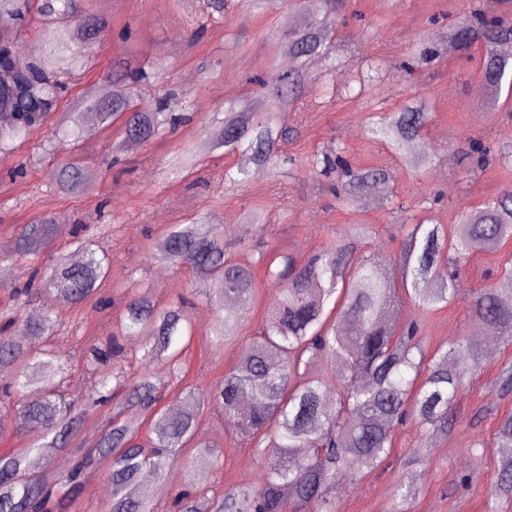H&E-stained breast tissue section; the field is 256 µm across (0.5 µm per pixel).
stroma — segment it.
<instances>
[{
    "mask_svg": "<svg viewBox=\"0 0 512 512\" xmlns=\"http://www.w3.org/2000/svg\"><path fill=\"white\" fill-rule=\"evenodd\" d=\"M84 7L107 17L108 34L87 53L88 66L76 75L67 96L47 121L29 132L14 157L0 161V289L18 279L22 263L10 252L24 224L41 215L52 216L54 247L67 249L76 225L97 231L109 257V277L103 289L109 308L92 303L60 311L52 341L37 338L35 348L52 344L68 362V398L86 410L78 439L95 436L108 410L92 404L91 382L83 367L87 343L103 340L115 331L132 294H148L161 307L191 300L188 312L192 334L183 338V385L207 393L238 361L245 339L251 338L277 292L260 288L256 306L247 314L239 340L217 347L210 341L214 309L195 290L193 273L186 268L162 267L150 260L152 246L168 225L183 224L208 212L222 228L236 259L254 263L255 225L246 223L249 209L261 208L266 238L288 244L305 257L332 239H347L354 225L374 232L361 254L385 251L396 260L404 237L403 220L429 219L454 226L461 216L512 188V98L499 96L488 105L479 79L482 53L440 50L434 61L406 71L405 62L421 38L437 41L449 25L472 8L496 17L512 10V0H349L346 14L333 18L328 30V57L281 62L283 42L271 31L298 25L302 17L288 3L277 0L266 13L230 8L224 17L206 18L203 0H82ZM128 57L153 63L151 84L140 86V101L164 93L168 109L186 114L187 122L157 135L128 152H117L124 138L122 124L85 132L81 143L62 145L53 131L69 115L80 112L88 94L112 92L117 73L112 61ZM213 75L198 76L202 64ZM303 73L308 91L300 109L285 112L281 124L294 128L295 137L283 151L291 160L283 173L263 171L249 176L240 187L225 183L226 170L235 169V156L223 150L200 153L191 177L169 178L167 161L187 147L199 144L205 117L223 109L225 102L246 95L249 77L270 71ZM411 100L421 101L430 114L425 129L432 163L422 170L407 167L388 145L369 137L371 112H397ZM487 148L484 166L467 155L469 140ZM342 150L356 169L380 166L390 175L391 200L366 208H348L330 189V179L307 172L315 153ZM74 159L94 172L82 187L63 192L56 183L57 164ZM23 174L10 176L17 162ZM512 266V244L480 251L465 262L458 280L461 298L449 306L421 312L404 303L403 320L422 319L427 350L455 338H472L480 365L459 391L455 412L459 418L447 439L428 447V435L415 422L395 434V454L389 465L336 492V512H391L393 494L410 449L427 446L418 469L420 491L407 512H488L486 505L495 481L500 450L495 433L499 421L512 415V392L500 388V362L512 360V345L486 348L472 337L476 329L470 309L471 294L495 283L504 267ZM200 429L221 445L222 458L213 462L196 457L194 450L169 466L166 479H151L155 512H165L171 493L189 476L207 480L215 491L257 482L260 462L255 448L232 434L223 417L203 413ZM476 447V456L466 453Z\"/></svg>",
    "mask_w": 512,
    "mask_h": 512,
    "instance_id": "1",
    "label": "stroma"
}]
</instances>
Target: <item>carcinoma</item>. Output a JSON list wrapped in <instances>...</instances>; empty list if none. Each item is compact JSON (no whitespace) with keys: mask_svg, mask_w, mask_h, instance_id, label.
Listing matches in <instances>:
<instances>
[{"mask_svg":"<svg viewBox=\"0 0 512 512\" xmlns=\"http://www.w3.org/2000/svg\"><path fill=\"white\" fill-rule=\"evenodd\" d=\"M246 11H264L275 0H204L220 15L228 2ZM306 23L288 31V51L299 59L325 54L327 30L321 16L340 13L347 0H289ZM44 25L37 52L17 51L28 15ZM110 28V23L84 11L78 0H0V158L15 152L16 141L42 125L67 93L71 76L87 67L82 45ZM448 44L458 52H482L484 89L512 94V54L500 47L512 44V13L492 19L479 9L448 30ZM150 76L148 66L123 69L122 84L112 96H90L84 112L55 131L61 139H81L84 120L108 127L127 115L128 142H145L161 129L174 126L164 99L140 106L132 89ZM258 86L264 111L248 98L229 103L223 117L213 115L204 125L213 147L238 155L237 173L246 181L250 168L277 170L289 159L279 154L289 131L277 116L288 112L305 92L301 75L266 73ZM427 113L420 104L378 116L368 132L381 136L401 160L414 170L431 163L425 141ZM309 171L337 173L336 194L350 205L364 188H386L389 175L381 168L350 170L340 154H315ZM88 177L78 161L57 169L58 184L74 187ZM52 219L42 216L25 225L15 242L23 258L52 248ZM369 230L353 228V241L333 240L305 259L286 245L257 243L255 265L239 263L224 243L221 228L199 216L189 224H174L163 234L151 259L171 267H188L201 283L203 295L215 305L212 342L222 345L238 338L244 314L258 294L257 267L266 282L278 289L276 303L246 345L236 366L224 373L209 392L213 411L243 439L255 442L260 459L259 480L250 485L208 494L198 483L176 491L169 512H335L340 483L357 482L384 465L392 451L394 428L416 419L432 438L448 435L456 421L454 401L464 381L475 371L469 362L471 344L465 338L426 354L418 322L406 323L399 311L402 293L421 311L446 307L458 299L460 263L477 251L501 248L512 241V190L507 189L484 206L465 213L453 230L443 224L420 221L410 225L399 259L382 273L368 259L351 261V254ZM71 246L78 263L60 256L50 263L26 264L11 288L16 311L0 318V369L14 373L0 387V403L15 401L19 419L28 420L42 435L24 448L0 455V512H71L84 478L97 461L108 457L112 467L110 512H151L152 491L141 484L144 471L163 476L173 456L192 446L196 455L221 461L219 446L199 438L201 403L183 389L178 405L161 407L167 387L155 366L168 367L175 376L182 348L180 337L191 324L180 306L159 308L146 294L128 301L121 324L126 335L143 341L135 379L112 366L122 352L113 340L88 345L97 402L107 404L123 393L119 410L88 448L70 447L85 411L60 392L62 364L47 348L34 351L27 336H51L58 322L57 308L84 303L98 296L108 275L109 261L95 241L76 234ZM43 290L54 308L36 319L21 310L32 292ZM477 324L504 344H512V270L505 271L492 288L471 299ZM344 360L338 374L327 365ZM134 409L148 417L153 437L139 442L134 423L123 414ZM501 448L492 496H512V415L496 431ZM64 452L69 466L61 472L27 473L33 456ZM417 490L413 474L395 489L393 512Z\"/></svg>","mask_w":512,"mask_h":512,"instance_id":"obj_1","label":"carcinoma"}]
</instances>
